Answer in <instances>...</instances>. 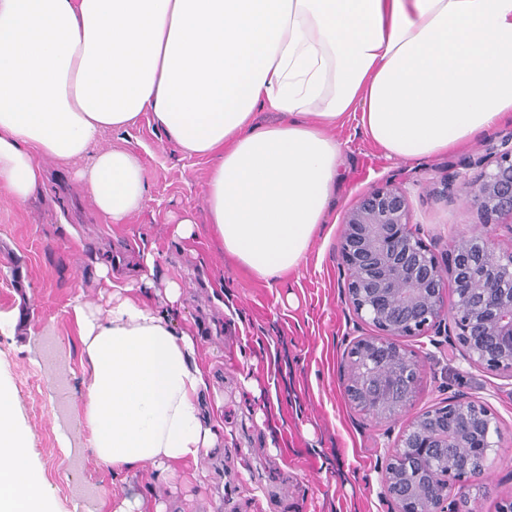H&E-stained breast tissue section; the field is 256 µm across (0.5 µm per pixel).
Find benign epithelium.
<instances>
[{"label": "benign epithelium", "mask_w": 512, "mask_h": 512, "mask_svg": "<svg viewBox=\"0 0 512 512\" xmlns=\"http://www.w3.org/2000/svg\"><path fill=\"white\" fill-rule=\"evenodd\" d=\"M476 163L481 178L466 186L472 205L488 224L512 222V134L486 149ZM341 257L347 299L378 335L356 342L350 355L348 399L373 416H394L411 398L418 368L393 343L444 328L456 337L469 364L512 374V251L500 252L462 235L439 261L410 229L403 190L385 184L362 195L344 216ZM458 288L444 311L447 282ZM495 418L463 394L419 417L401 435L385 469V488L398 512H445L454 481L481 475L494 441ZM463 447L469 454L451 469L425 463Z\"/></svg>", "instance_id": "benign-epithelium-1"}]
</instances>
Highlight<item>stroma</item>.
<instances>
[{"mask_svg":"<svg viewBox=\"0 0 512 512\" xmlns=\"http://www.w3.org/2000/svg\"><path fill=\"white\" fill-rule=\"evenodd\" d=\"M512 133V118L470 144L421 162L386 157L356 122L336 128L348 150L328 220L301 269L274 286L253 278L224 255L208 222L203 187L206 158L168 142L151 113L126 131L108 130L98 148H125L149 175L142 208L124 224L100 216L74 179L79 161L42 159L46 180L26 203L0 191V383L17 396V421L31 434L29 452L51 489L56 512H112L143 497L165 512H396L384 494L383 471L405 427L452 395L485 404L501 434L482 478L451 488V502L470 494L473 512H499L512 499V376L470 365L447 337L427 332L396 342L419 366L415 393L400 415L377 419L346 396L348 352L374 327L344 295L340 243L346 210L362 193L392 183L408 198L410 229L437 257L459 235L512 250V230L482 223L458 187L476 180L472 160ZM191 212L197 237H172ZM67 223H60V216ZM155 246L157 277L177 279L178 322L196 331L197 354L210 370V393L224 400V448L205 459V474L165 476L146 463L112 474L73 446L85 445L81 346L70 304L105 306L95 262L125 280L139 246ZM257 380L260 397L242 381ZM70 447H61L60 436Z\"/></svg>","mask_w":512,"mask_h":512,"instance_id":"1","label":"stroma"}]
</instances>
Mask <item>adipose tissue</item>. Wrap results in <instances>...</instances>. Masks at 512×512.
Masks as SVG:
<instances>
[{"instance_id": "1", "label": "adipose tissue", "mask_w": 512, "mask_h": 512, "mask_svg": "<svg viewBox=\"0 0 512 512\" xmlns=\"http://www.w3.org/2000/svg\"><path fill=\"white\" fill-rule=\"evenodd\" d=\"M145 112L207 158L208 221L271 286L325 220L346 150L333 129L356 119L387 157L420 162L512 118V0H0V188L15 202L40 192V158L80 159L96 211L126 223L145 168L96 143ZM95 270L111 306L71 305L94 461L201 476L224 409L205 402L190 328L170 324L179 282L151 296L149 249L138 285ZM16 416L0 386V512H53Z\"/></svg>"}]
</instances>
